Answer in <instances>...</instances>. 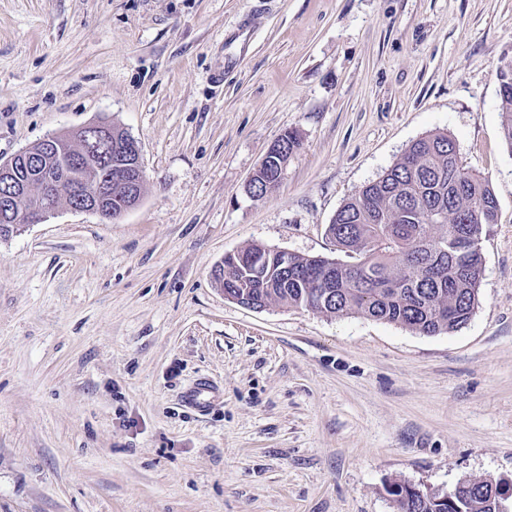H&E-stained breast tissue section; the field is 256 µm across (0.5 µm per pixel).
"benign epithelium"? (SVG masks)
Wrapping results in <instances>:
<instances>
[{
    "instance_id": "1",
    "label": "benign epithelium",
    "mask_w": 512,
    "mask_h": 512,
    "mask_svg": "<svg viewBox=\"0 0 512 512\" xmlns=\"http://www.w3.org/2000/svg\"><path fill=\"white\" fill-rule=\"evenodd\" d=\"M81 149L74 150L72 140L52 136L40 141L39 151L25 149L0 162V215L16 223L35 224L55 210L58 196L75 198L71 207L101 218H112L106 202L113 183L126 186L136 197L145 181L143 167L135 162L112 164V153L140 155L135 139L127 136L112 139V126L89 124L77 132ZM39 185L45 203L31 208L23 206L29 191Z\"/></svg>"
}]
</instances>
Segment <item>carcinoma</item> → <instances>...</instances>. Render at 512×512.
Wrapping results in <instances>:
<instances>
[{
  "instance_id": "carcinoma-1",
  "label": "carcinoma",
  "mask_w": 512,
  "mask_h": 512,
  "mask_svg": "<svg viewBox=\"0 0 512 512\" xmlns=\"http://www.w3.org/2000/svg\"><path fill=\"white\" fill-rule=\"evenodd\" d=\"M498 80L503 138L512 150V60ZM278 183L272 159L250 190L263 197ZM497 207L488 180L462 166L448 133L428 134L336 211L328 234L355 262L290 254L285 285L280 254L251 245L224 256L222 288L259 305L358 313L426 336L454 331L477 306L484 272L479 243ZM325 264L333 270H321ZM500 504L485 481L462 489L454 509L426 494L397 502L398 512H502Z\"/></svg>"
}]
</instances>
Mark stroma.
<instances>
[{
    "label": "stroma",
    "mask_w": 512,
    "mask_h": 512,
    "mask_svg": "<svg viewBox=\"0 0 512 512\" xmlns=\"http://www.w3.org/2000/svg\"><path fill=\"white\" fill-rule=\"evenodd\" d=\"M509 60L512 0H0V161L106 123L145 171L117 220L63 203L0 238V512H397L393 482H512ZM436 131L499 204L466 325L225 298L215 267L253 244L346 261L338 208ZM499 95L503 106V138L512 150V60L505 62L499 69ZM279 162V159H276V161L273 159L270 160V162H268V165L265 166V168L258 173L257 177L254 179V184L250 187V191L252 190L253 195L263 197L269 193V190H271L274 187H277L279 183ZM217 388L207 377H200L183 395V402L199 413L209 410L216 398Z\"/></svg>",
    "instance_id": "stroma-1"
}]
</instances>
